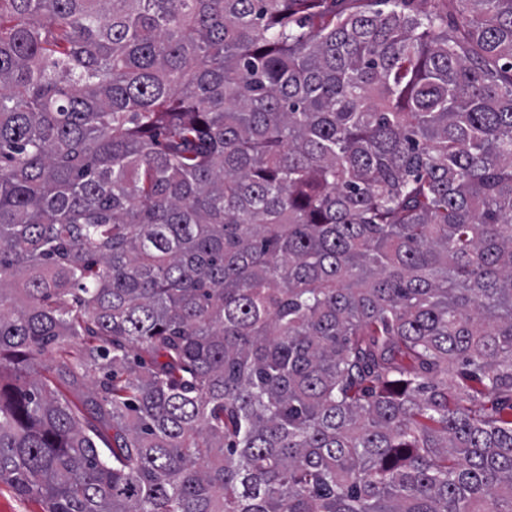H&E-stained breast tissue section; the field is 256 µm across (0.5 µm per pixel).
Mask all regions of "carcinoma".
I'll list each match as a JSON object with an SVG mask.
<instances>
[{
  "mask_svg": "<svg viewBox=\"0 0 512 512\" xmlns=\"http://www.w3.org/2000/svg\"><path fill=\"white\" fill-rule=\"evenodd\" d=\"M352 2L0 0L41 512H512V0Z\"/></svg>",
  "mask_w": 512,
  "mask_h": 512,
  "instance_id": "carcinoma-1",
  "label": "carcinoma"
}]
</instances>
